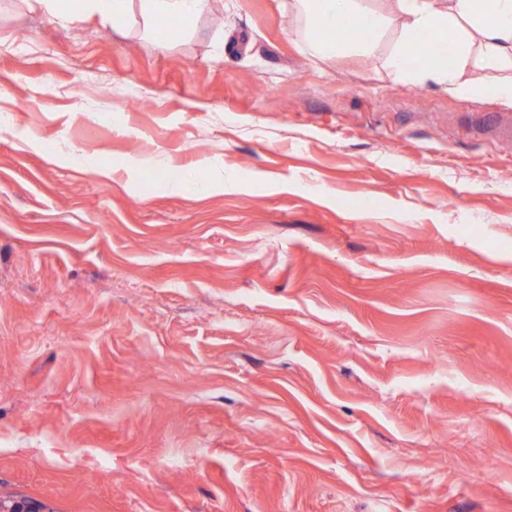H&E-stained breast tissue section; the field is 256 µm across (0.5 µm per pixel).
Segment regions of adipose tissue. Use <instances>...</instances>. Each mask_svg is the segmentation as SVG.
I'll use <instances>...</instances> for the list:
<instances>
[{"label":"adipose tissue","instance_id":"ef3b65f1","mask_svg":"<svg viewBox=\"0 0 512 512\" xmlns=\"http://www.w3.org/2000/svg\"><path fill=\"white\" fill-rule=\"evenodd\" d=\"M29 6L58 11L56 0H26ZM308 25L320 38L307 44L318 58L347 53L373 54L381 36L402 18L401 30L385 58L386 68L408 82L430 80L454 97L469 100L493 95L512 103V0H397L390 16L362 4V0H296ZM207 0H75L58 11L61 20L84 15L120 23L131 10L144 22L176 15L192 21L203 13ZM428 40L425 57L410 61L409 50ZM483 72L481 81L466 77L469 65Z\"/></svg>","mask_w":512,"mask_h":512}]
</instances>
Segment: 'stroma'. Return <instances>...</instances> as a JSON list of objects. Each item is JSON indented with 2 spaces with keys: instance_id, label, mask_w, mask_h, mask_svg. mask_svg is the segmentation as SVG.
<instances>
[{
  "instance_id": "35a3bbf8",
  "label": "stroma",
  "mask_w": 512,
  "mask_h": 512,
  "mask_svg": "<svg viewBox=\"0 0 512 512\" xmlns=\"http://www.w3.org/2000/svg\"><path fill=\"white\" fill-rule=\"evenodd\" d=\"M292 2L0 0V512H512V104ZM67 0H25L32 7L40 6L56 13V16L64 21H73L86 14L98 16L103 21H112L119 24L133 9L134 0H79L74 1L73 8L63 4L66 11H59L55 2ZM207 0H138V10L145 23L157 16L176 15L190 23L206 8ZM486 129L502 142H512V113L497 112L491 114Z\"/></svg>"
}]
</instances>
